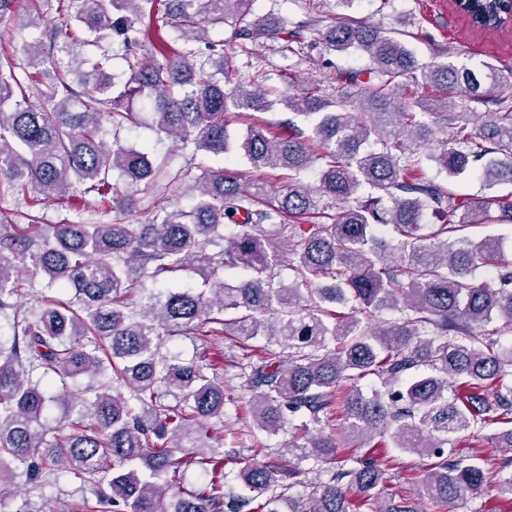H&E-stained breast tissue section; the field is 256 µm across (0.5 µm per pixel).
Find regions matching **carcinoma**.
<instances>
[{
	"instance_id": "carcinoma-1",
	"label": "carcinoma",
	"mask_w": 512,
	"mask_h": 512,
	"mask_svg": "<svg viewBox=\"0 0 512 512\" xmlns=\"http://www.w3.org/2000/svg\"><path fill=\"white\" fill-rule=\"evenodd\" d=\"M252 2L166 0L160 28L142 23L154 0H56L83 36L65 20L49 47L24 43L28 67L51 64L27 85L13 66L0 68V197L21 195L34 208L65 204L78 187L93 212L65 224L0 222V315L12 316V335L0 336V509L10 501L7 512H51L15 503L14 478L43 485L72 473L88 495L67 512H354L355 497L369 512H414L381 497L385 471L369 453L332 466L341 437L430 459L423 490L436 512L491 491L512 497L511 459L487 469L451 448L499 423L509 428L494 434L496 447L512 448V347L497 340L512 331V252L468 234L490 217L512 224V194L492 192L512 185V97L490 99L493 65L421 68L402 40L366 21L322 33L331 49L371 58L378 81L356 101L315 85L271 100L264 74L233 80L224 51L202 58L179 48L232 16L245 22L238 38L291 49L297 31L272 15L251 18ZM117 40L128 67L120 84L108 51ZM418 70L447 96L407 95L401 78ZM488 99L499 111H455L459 100ZM137 100L166 136L230 164L241 154L255 170L286 171L288 185L209 170L189 207L123 222L161 174L147 148L119 144ZM277 103L308 119V130L290 121L284 137L255 124L230 136L227 113ZM431 118L445 132L434 144ZM426 160L450 179L476 172L491 194L471 197L426 177ZM311 170L313 188L299 181ZM364 185L376 196L358 199ZM428 211L441 223L423 234ZM285 248L295 283L276 287L274 259ZM481 267L497 284L477 282ZM197 272L209 288L144 283ZM39 274L70 284L74 296L18 306ZM385 312L391 318L374 322ZM495 320L501 326L478 331ZM179 333L267 339L242 366L247 413L270 435L288 413L303 435L288 441L285 463L241 469L249 496L224 495V451L213 443L224 381L162 352ZM369 375L384 390L365 394L357 382ZM85 377L96 383L77 398L69 384ZM49 401L65 410L52 430L43 423ZM336 414L339 436L310 434ZM308 459L331 465L328 481L284 498L282 478L302 483ZM192 465L203 480L185 489Z\"/></svg>"
}]
</instances>
